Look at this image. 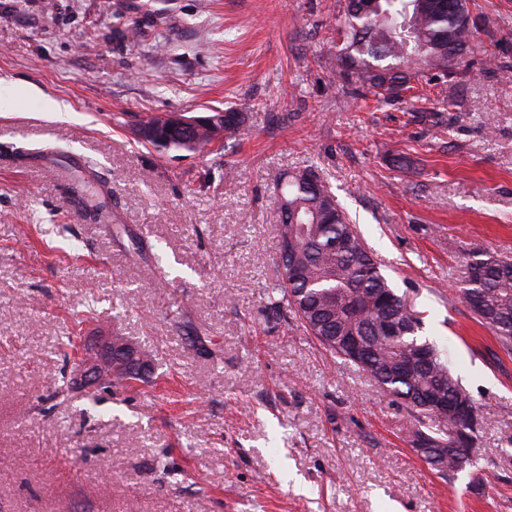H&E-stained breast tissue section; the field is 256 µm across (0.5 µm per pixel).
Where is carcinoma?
I'll return each instance as SVG.
<instances>
[{
	"label": "carcinoma",
	"mask_w": 512,
	"mask_h": 512,
	"mask_svg": "<svg viewBox=\"0 0 512 512\" xmlns=\"http://www.w3.org/2000/svg\"><path fill=\"white\" fill-rule=\"evenodd\" d=\"M349 29L337 58L335 75L366 99L398 97L430 72L446 78L457 73L474 47L482 22L470 14L466 0H344ZM248 107L224 110V137L245 129ZM286 182L276 211L288 256H279V284L269 302L285 309L333 355L367 374L390 397L409 409L427 448L452 447L464 432L467 447L478 441L480 422L456 415L433 416L406 397L414 386L456 403L472 399L436 346L418 336L421 320L406 311L403 298L388 284L355 225L351 224L323 179ZM471 307L477 320L512 353V260L478 259L469 263ZM364 333L362 359L343 340L352 330ZM435 421L438 427L426 425Z\"/></svg>",
	"instance_id": "1"
}]
</instances>
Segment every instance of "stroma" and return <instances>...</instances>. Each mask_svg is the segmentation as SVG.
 I'll return each mask as SVG.
<instances>
[{
    "label": "stroma",
    "mask_w": 512,
    "mask_h": 512,
    "mask_svg": "<svg viewBox=\"0 0 512 512\" xmlns=\"http://www.w3.org/2000/svg\"><path fill=\"white\" fill-rule=\"evenodd\" d=\"M468 4L481 52L381 104L332 76L337 0H0V512H512V353L460 294L512 258V0ZM241 102L236 140L136 134ZM309 167L479 406L470 471L269 303ZM100 330L151 371L56 397L66 337Z\"/></svg>",
    "instance_id": "1"
}]
</instances>
